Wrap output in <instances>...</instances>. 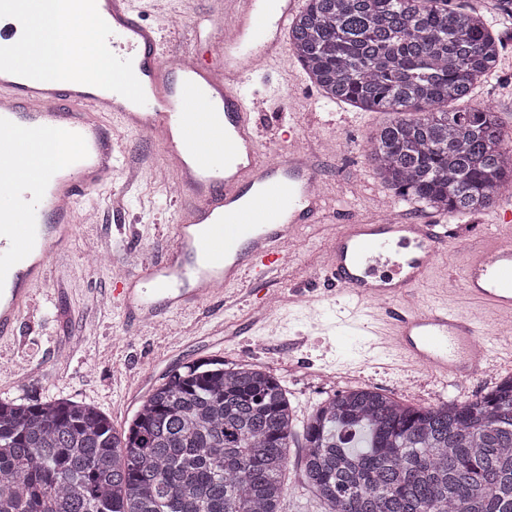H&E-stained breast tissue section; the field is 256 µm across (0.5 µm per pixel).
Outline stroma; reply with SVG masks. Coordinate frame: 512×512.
<instances>
[{
    "mask_svg": "<svg viewBox=\"0 0 512 512\" xmlns=\"http://www.w3.org/2000/svg\"><path fill=\"white\" fill-rule=\"evenodd\" d=\"M207 0H138L142 22L163 25L171 50L210 51L198 35ZM286 105L267 103L257 120L262 148L277 150L279 129L298 122L326 187L331 213L376 209L388 190L375 177L366 149L370 132L386 122L381 112H364L324 98L296 62L280 77ZM474 107L494 109L512 149V39L498 63V78L477 87ZM125 160L137 165L134 181L113 177L81 203L96 211L95 223H77L70 259L51 264L45 283L33 291L30 308L11 342L0 344V398L21 403L68 398L94 406L123 432L142 401L173 370L208 358L225 365H259L277 377L298 417H306L336 393L371 386L414 407L463 402L512 375V361L496 360L483 378L451 385L428 370L407 372L364 328L355 302L330 296L322 272L324 242L332 225L308 224L286 249L292 260L266 282L230 288L195 314L168 311L153 327L134 321L112 289L116 266L140 252H156L173 238L181 199L165 168L159 144L113 122ZM490 214L443 217L453 248L437 260L426 285L433 297H447L468 253L495 231ZM301 448L289 450L283 512H324L302 492Z\"/></svg>",
    "mask_w": 512,
    "mask_h": 512,
    "instance_id": "obj_1",
    "label": "stroma"
}]
</instances>
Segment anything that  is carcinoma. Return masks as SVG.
Here are the masks:
<instances>
[{
  "instance_id": "cac0c4a2",
  "label": "carcinoma",
  "mask_w": 512,
  "mask_h": 512,
  "mask_svg": "<svg viewBox=\"0 0 512 512\" xmlns=\"http://www.w3.org/2000/svg\"><path fill=\"white\" fill-rule=\"evenodd\" d=\"M323 95L392 118L370 137L385 188L452 216L512 186L497 113L456 107L497 68L502 39L454 0H307L288 31ZM295 411L256 365L193 362L126 432L96 408L0 399V512H282ZM302 488L327 512H512V376L415 408L341 392L303 427Z\"/></svg>"
}]
</instances>
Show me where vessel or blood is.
Masks as SVG:
<instances>
[{
  "label": "vessel or blood",
  "mask_w": 512,
  "mask_h": 512,
  "mask_svg": "<svg viewBox=\"0 0 512 512\" xmlns=\"http://www.w3.org/2000/svg\"><path fill=\"white\" fill-rule=\"evenodd\" d=\"M134 0H64L62 16L91 11L98 47L112 55V83L93 78L83 31L68 32L72 70L44 73L30 37L43 0H0V339L13 336L32 290L74 232L77 205L113 174H126L105 114L133 132L160 135L163 162L182 203L174 242L125 274L124 306L156 323L161 308L193 312L225 288L261 282L285 261L296 229L327 218L319 173L298 135L262 151L244 87L259 68L277 71L301 0H213L205 26L213 59L171 55L160 28L142 23ZM64 132L73 149L54 171L33 156L30 137ZM439 225L361 213L337 223L324 265L339 294L368 310L381 346L452 384L484 374L512 339L488 337L485 319L512 316V230L486 235L457 280L473 313L419 294L446 252Z\"/></svg>",
  "instance_id": "obj_1"
}]
</instances>
